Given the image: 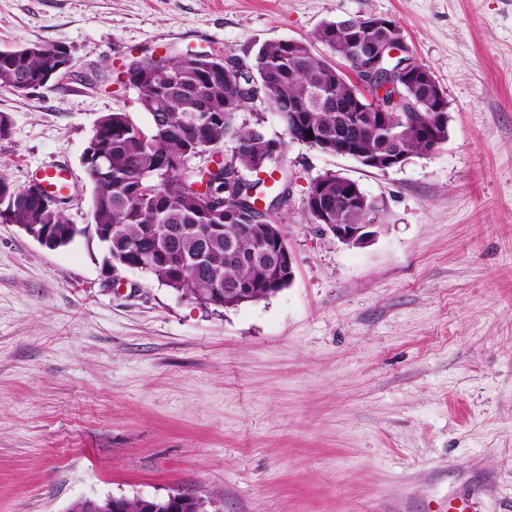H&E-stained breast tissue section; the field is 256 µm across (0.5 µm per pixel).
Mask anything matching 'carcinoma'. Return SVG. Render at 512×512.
Here are the masks:
<instances>
[{"mask_svg": "<svg viewBox=\"0 0 512 512\" xmlns=\"http://www.w3.org/2000/svg\"><path fill=\"white\" fill-rule=\"evenodd\" d=\"M361 25L359 20L332 21L316 31L324 45L335 43V52L349 58V38L336 40V30ZM56 48L35 45L9 55L0 54V86L18 90L21 83L42 78L57 64ZM329 63L316 58L304 43L289 52L277 42L259 47L249 71L258 79L241 76V93H256L275 112H288L303 99ZM224 67L221 55L187 58L177 56L154 62L139 60L133 71L138 78L131 87L140 106L149 115L150 128L141 129L126 112L100 116L95 132L97 142H88L83 155L85 174L93 187L92 218L95 235L103 253V264L117 271L149 256L154 262L149 274L170 288L190 294L203 304L220 288H235L242 282L265 289L282 290L290 281L274 280L270 258L264 247L265 228L253 222L254 204L263 200L270 207L291 189L288 170L272 166L275 147L286 142L263 136L256 127L238 123L233 112L234 91L224 79H210L208 73ZM321 95L345 102L352 87L331 75L320 86ZM307 124L325 141L336 136L342 124L354 126L366 150L399 145L406 156L424 153L422 142L406 133L408 113L391 114L394 125L377 134L370 132L364 113L342 112L336 106H318L305 113ZM234 142L231 160L215 155L224 142ZM104 153L91 155L94 145ZM268 174L272 186L261 179L241 180L235 169ZM322 194L336 199L340 176L325 173L317 177ZM33 213L18 201L0 207V218L24 224L31 231L51 226L56 247H65L83 229L65 218L63 208ZM204 254V261L184 267L175 257ZM234 253L238 260L231 261Z\"/></svg>", "mask_w": 512, "mask_h": 512, "instance_id": "obj_1", "label": "carcinoma"}]
</instances>
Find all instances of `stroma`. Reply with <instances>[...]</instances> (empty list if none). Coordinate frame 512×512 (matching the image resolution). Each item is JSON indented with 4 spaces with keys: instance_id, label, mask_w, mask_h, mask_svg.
I'll return each instance as SVG.
<instances>
[{
    "instance_id": "1",
    "label": "stroma",
    "mask_w": 512,
    "mask_h": 512,
    "mask_svg": "<svg viewBox=\"0 0 512 512\" xmlns=\"http://www.w3.org/2000/svg\"><path fill=\"white\" fill-rule=\"evenodd\" d=\"M385 16L448 102V140L380 171L291 141L290 286L206 308L149 274L110 273L82 165L97 118L149 116L142 55L248 63L327 21ZM71 49L70 75L18 93L0 180L73 177L67 247L0 219V512L187 490L218 512H512V0H0V50ZM378 206L360 247L319 232L310 182Z\"/></svg>"
}]
</instances>
